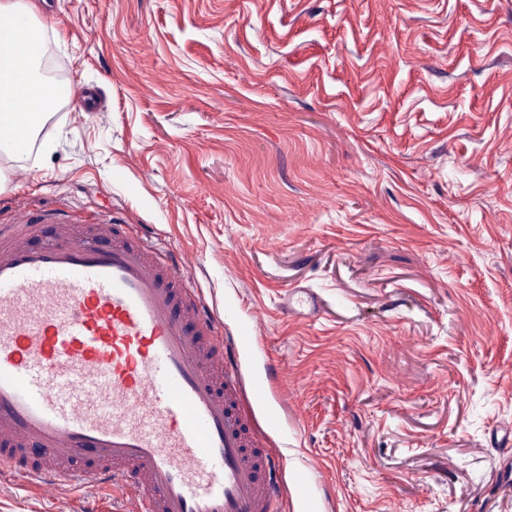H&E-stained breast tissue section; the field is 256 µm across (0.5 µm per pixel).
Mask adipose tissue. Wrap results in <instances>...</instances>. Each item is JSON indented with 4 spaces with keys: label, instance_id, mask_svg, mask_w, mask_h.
<instances>
[{
    "label": "adipose tissue",
    "instance_id": "obj_1",
    "mask_svg": "<svg viewBox=\"0 0 512 512\" xmlns=\"http://www.w3.org/2000/svg\"><path fill=\"white\" fill-rule=\"evenodd\" d=\"M4 15L19 23L24 47L15 56L0 59V104L16 115L12 136L24 137L52 111L62 90L38 75L35 60L42 55L43 39L41 26L34 22L33 6L22 0H0V16Z\"/></svg>",
    "mask_w": 512,
    "mask_h": 512
}]
</instances>
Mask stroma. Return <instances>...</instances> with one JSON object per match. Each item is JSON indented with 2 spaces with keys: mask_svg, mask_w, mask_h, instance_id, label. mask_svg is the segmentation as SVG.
Masks as SVG:
<instances>
[{
  "mask_svg": "<svg viewBox=\"0 0 512 512\" xmlns=\"http://www.w3.org/2000/svg\"><path fill=\"white\" fill-rule=\"evenodd\" d=\"M64 83L0 225H128L190 266L281 512H512V0H34ZM318 316L284 317L293 289ZM0 472V512H119Z\"/></svg>",
  "mask_w": 512,
  "mask_h": 512,
  "instance_id": "stroma-1",
  "label": "stroma"
}]
</instances>
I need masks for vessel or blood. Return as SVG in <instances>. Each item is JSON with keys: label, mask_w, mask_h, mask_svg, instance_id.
<instances>
[{"label": "vessel or blood", "mask_w": 512, "mask_h": 512, "mask_svg": "<svg viewBox=\"0 0 512 512\" xmlns=\"http://www.w3.org/2000/svg\"><path fill=\"white\" fill-rule=\"evenodd\" d=\"M0 237V468L122 489L123 512H277L280 458L182 260L117 225Z\"/></svg>", "instance_id": "1"}]
</instances>
